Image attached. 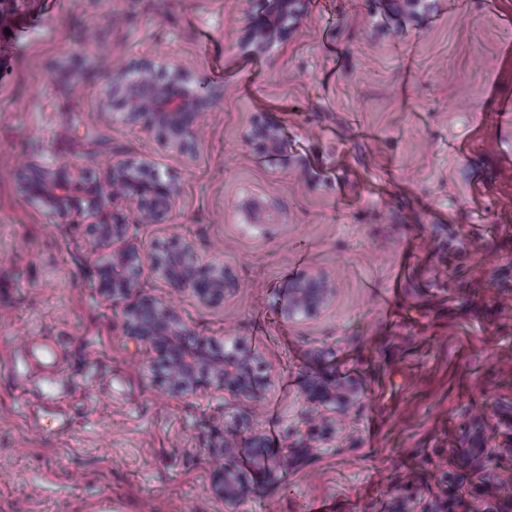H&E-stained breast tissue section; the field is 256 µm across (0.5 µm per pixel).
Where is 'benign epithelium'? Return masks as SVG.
<instances>
[{"label": "benign epithelium", "mask_w": 512, "mask_h": 512, "mask_svg": "<svg viewBox=\"0 0 512 512\" xmlns=\"http://www.w3.org/2000/svg\"><path fill=\"white\" fill-rule=\"evenodd\" d=\"M300 0H266L265 12L249 27L244 46L253 51L268 49L280 40L288 23L297 20ZM168 75L167 81L153 80L154 65L142 68L135 81L116 80L124 103V119L155 132L170 149L183 152L196 141L200 116L210 100L221 96L214 90L206 95L195 88L191 71L178 59L160 63ZM246 139L266 151L279 147L277 128L255 125ZM149 166L142 161H125L112 165L109 181L122 191L107 198L96 194L95 209L100 219L94 224L95 242L112 247V265L97 268L99 287L112 303L119 304L138 288V273L143 265L140 251L127 244L128 224L111 220L108 206L121 201L137 215L138 221L165 224L175 208L180 185L172 180L148 177ZM28 193L51 212L70 207L72 193L79 189L77 177L67 167L42 172L27 183ZM240 223L259 228L271 224L278 217L271 200L251 196L240 202L237 209ZM152 272L176 289L190 288L196 297L208 304H217L236 288V282L222 263L202 256L196 247L182 241L173 252L159 251L150 259ZM335 286L323 273L310 274L295 281L280 303V314L290 321L310 317L324 308L333 298ZM126 329L140 340L152 344L169 367H178L180 374L174 380L163 377L167 389L176 394L185 393L201 385L214 384L245 397L257 391L251 376V360L247 357L212 351L210 341L195 339L173 307L149 297H143L125 309ZM310 400L332 403L338 408L347 406L357 391L351 385L338 386L330 379H312L306 386ZM213 491L228 502L244 496L246 489L239 481L236 469L227 462L218 461L215 467ZM477 501L453 503L444 501L434 512H475Z\"/></svg>", "instance_id": "benign-epithelium-1"}]
</instances>
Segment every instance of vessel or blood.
<instances>
[{
  "label": "vessel or blood",
  "mask_w": 512,
  "mask_h": 512,
  "mask_svg": "<svg viewBox=\"0 0 512 512\" xmlns=\"http://www.w3.org/2000/svg\"><path fill=\"white\" fill-rule=\"evenodd\" d=\"M58 343L41 337L24 344L8 361L5 371L11 381L36 399L28 410L30 420L39 427L55 424L57 430H67L70 418L65 400L73 385L60 370Z\"/></svg>",
  "instance_id": "b4317fda"
}]
</instances>
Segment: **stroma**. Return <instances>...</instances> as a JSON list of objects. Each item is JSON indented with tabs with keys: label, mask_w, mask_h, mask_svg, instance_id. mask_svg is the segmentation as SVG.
Masks as SVG:
<instances>
[{
	"label": "stroma",
	"mask_w": 512,
	"mask_h": 512,
	"mask_svg": "<svg viewBox=\"0 0 512 512\" xmlns=\"http://www.w3.org/2000/svg\"><path fill=\"white\" fill-rule=\"evenodd\" d=\"M264 0H0V362L53 336L76 388L63 433L34 428L0 375V512H429L459 486L460 455L486 437L497 492L512 460V0H303L283 39L241 40ZM174 56L222 96L194 148H167L122 121L113 78ZM278 128L264 151L245 132ZM150 164L182 187L165 224H129L151 256L194 241L238 286L202 303L143 269L140 296L174 304L198 336L237 341L263 370L255 399L216 385L173 395L157 353L125 330L99 288L112 251L94 243L84 194L51 214L21 170L68 166L84 183ZM249 195L284 221L225 223ZM321 272L335 300L296 322L289 286ZM352 377L344 410L307 381ZM247 492L212 490L234 420ZM272 445L255 456L251 435Z\"/></svg>",
	"instance_id": "obj_1"
}]
</instances>
